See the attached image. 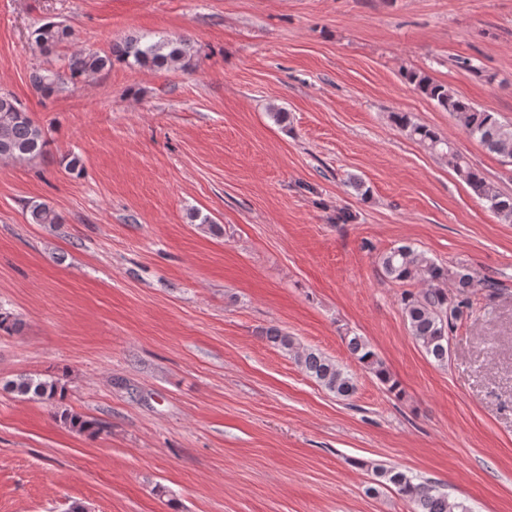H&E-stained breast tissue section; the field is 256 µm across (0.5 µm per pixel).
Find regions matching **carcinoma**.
<instances>
[{"mask_svg":"<svg viewBox=\"0 0 512 512\" xmlns=\"http://www.w3.org/2000/svg\"><path fill=\"white\" fill-rule=\"evenodd\" d=\"M73 32L54 21L41 24L33 31V41L41 52H47L72 40ZM191 57L186 39H147L132 37L112 46L109 55L93 51H77L68 60L67 71L40 67L30 76L33 87L49 97L66 84L88 80L112 67V61L149 69L185 67ZM404 79L414 85L441 110L450 113L457 126L478 140L488 151L512 162V123L500 120L495 112L479 109L470 101L452 93L448 86L435 81L422 71L409 69ZM392 122L413 140L429 150L452 160L459 178L489 209L505 222H512V196L490 185L482 173L461 161L450 138L427 125L416 122L407 112L391 113ZM45 129L35 122L29 110L10 94L0 93V159L31 162L46 152ZM31 224H60V215L46 203H35L28 210ZM377 264L383 277L408 285L400 296L401 309L410 334L427 356L438 365L448 364L449 336L469 314L475 300L495 297L497 284L481 279L462 263L445 266L412 244H400L382 253ZM275 348L293 357L302 371L338 398H349L356 392L355 378L335 360L313 348H304L277 328L265 333ZM350 354L397 396L400 384L393 378L369 342L358 335L344 337ZM4 389L32 400L51 402L65 393L58 382L23 374L4 385ZM61 418L80 432L98 435L101 422L64 412ZM379 483L394 488L411 505V512H470L461 500L442 491L429 480L408 476L396 468L375 467Z\"/></svg>","mask_w":512,"mask_h":512,"instance_id":"obj_1","label":"carcinoma"}]
</instances>
